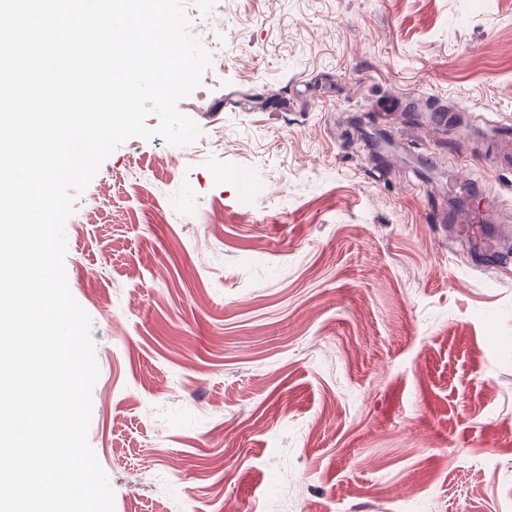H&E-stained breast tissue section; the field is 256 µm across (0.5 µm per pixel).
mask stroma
<instances>
[{"label":"stroma","instance_id":"obj_1","mask_svg":"<svg viewBox=\"0 0 512 512\" xmlns=\"http://www.w3.org/2000/svg\"><path fill=\"white\" fill-rule=\"evenodd\" d=\"M190 145L76 194L114 512H512V274L444 222L512 125V0H187ZM252 189L244 191L241 177Z\"/></svg>","mask_w":512,"mask_h":512}]
</instances>
